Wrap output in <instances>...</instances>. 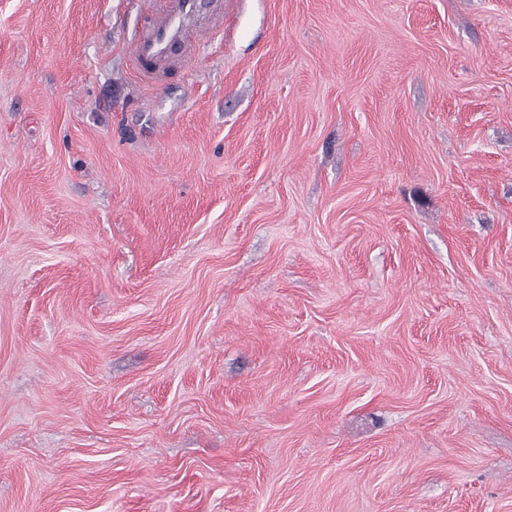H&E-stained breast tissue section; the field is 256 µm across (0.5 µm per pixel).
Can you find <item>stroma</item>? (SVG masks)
Returning <instances> with one entry per match:
<instances>
[{"label":"stroma","mask_w":512,"mask_h":512,"mask_svg":"<svg viewBox=\"0 0 512 512\" xmlns=\"http://www.w3.org/2000/svg\"><path fill=\"white\" fill-rule=\"evenodd\" d=\"M0 0V512H512V0ZM159 7L131 38V62L136 77L158 85L174 72L183 74L196 59L201 45L193 36L220 32L223 0H159Z\"/></svg>","instance_id":"obj_1"}]
</instances>
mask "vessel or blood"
Returning a JSON list of instances; mask_svg holds the SVG:
<instances>
[{"label": "vessel or blood", "mask_w": 512, "mask_h": 512, "mask_svg": "<svg viewBox=\"0 0 512 512\" xmlns=\"http://www.w3.org/2000/svg\"><path fill=\"white\" fill-rule=\"evenodd\" d=\"M224 18V0H159V6L131 38L136 77L161 84L173 73H184L196 59L195 34L216 32Z\"/></svg>", "instance_id": "b4317fda"}]
</instances>
